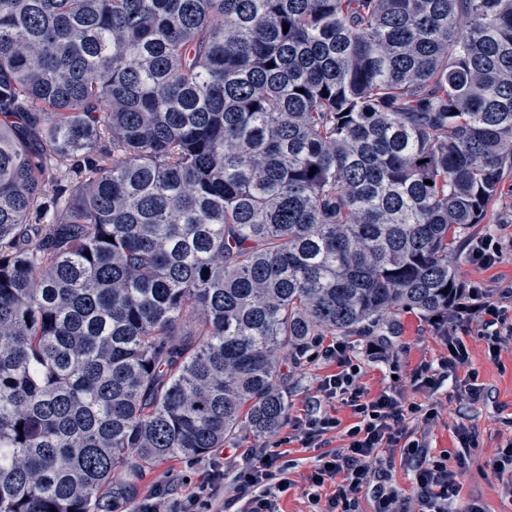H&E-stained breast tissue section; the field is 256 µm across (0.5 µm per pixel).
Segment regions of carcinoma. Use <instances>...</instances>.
I'll use <instances>...</instances> for the list:
<instances>
[{
	"mask_svg": "<svg viewBox=\"0 0 512 512\" xmlns=\"http://www.w3.org/2000/svg\"><path fill=\"white\" fill-rule=\"evenodd\" d=\"M510 176L512 0H0V512H113L275 431L281 353L448 318Z\"/></svg>",
	"mask_w": 512,
	"mask_h": 512,
	"instance_id": "1",
	"label": "carcinoma"
}]
</instances>
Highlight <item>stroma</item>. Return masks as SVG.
Returning <instances> with one entry per match:
<instances>
[{
    "mask_svg": "<svg viewBox=\"0 0 512 512\" xmlns=\"http://www.w3.org/2000/svg\"><path fill=\"white\" fill-rule=\"evenodd\" d=\"M512 236V177L506 178L502 193L488 211L483 223L474 225L467 237L468 242L489 234ZM457 272L460 283L479 281L493 288L512 287V254L502 262L485 269L468 262L466 255H458ZM376 344L385 350V361H377L367 353L368 344ZM472 362L480 372L479 380L484 385L480 401L472 403L459 398L457 380L466 374L464 368L452 372L439 391L422 390L412 382L414 371L424 363H434L446 355L444 341L432 323L406 314L401 318V329L395 336H376L372 341H350V356L361 372L358 385L369 394H378L387 386H395L407 402L428 405L436 404L438 416L432 423L417 419L409 420L408 429L412 438L422 440L431 455H456L459 443L454 429L460 425L476 431L477 445L471 451L460 481L461 501L475 500L483 505L485 512H512V497L505 496L502 483L488 469L487 463L497 456L506 441L512 439V343L501 352L499 362H491L487 348L480 336L468 339ZM336 364L321 355L318 346H311L307 361L301 369H294L289 360H281L280 373L288 390L289 419L302 415L317 394L320 379L334 374ZM326 411L341 423L340 428L327 434L324 449L302 447L291 438L288 424L271 436L256 438L244 434L225 443L224 512H242L243 502L233 501L234 476L244 461L245 452L266 448L282 453L291 460L288 472L290 485L279 501L282 512H317L311 500L310 482L314 459L320 451L333 452L347 443L345 429L355 421L353 412L342 401L326 404ZM213 454L195 459H170L159 462L137 482V491L132 498L120 501L115 512H136L142 499L156 485H167L172 498L182 499L196 491L206 482L210 474Z\"/></svg>",
    "mask_w": 512,
    "mask_h": 512,
    "instance_id": "stroma-1",
    "label": "stroma"
}]
</instances>
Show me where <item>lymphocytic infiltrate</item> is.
<instances>
[{
    "mask_svg": "<svg viewBox=\"0 0 512 512\" xmlns=\"http://www.w3.org/2000/svg\"><path fill=\"white\" fill-rule=\"evenodd\" d=\"M510 299L511 289L494 295L478 282L463 285L459 305L449 312L443 330L448 353L437 363L421 365L413 377L415 386L439 389L450 371L463 367L467 370L462 381L466 395L471 401L480 400L484 387L478 370L471 366L464 338L471 324H478L490 361H498L503 345L512 339V310L506 305ZM322 354L335 361L337 372L320 382L319 400L313 401L291 428L302 447L320 451L309 476L311 485L319 488L329 480L337 483L326 512H355V496L365 488L377 498L378 512H404L405 499L390 483L383 467L385 453L399 446L412 465L419 512H483L474 501L459 505L460 486L447 456L430 455L425 444L407 437L406 418L413 415L432 422L438 416L434 406L406 403L390 387L376 396H367L356 383L360 368L353 363L345 344L327 345ZM336 398L351 407L355 421L346 431V448L324 453L320 450L323 437L336 430L339 422L322 411L321 404ZM288 468L279 453L263 450L252 454L235 475L236 496L246 502L244 512H280V496L289 486L284 477Z\"/></svg>",
    "mask_w": 512,
    "mask_h": 512,
    "instance_id": "1",
    "label": "lymphocytic infiltrate"
}]
</instances>
